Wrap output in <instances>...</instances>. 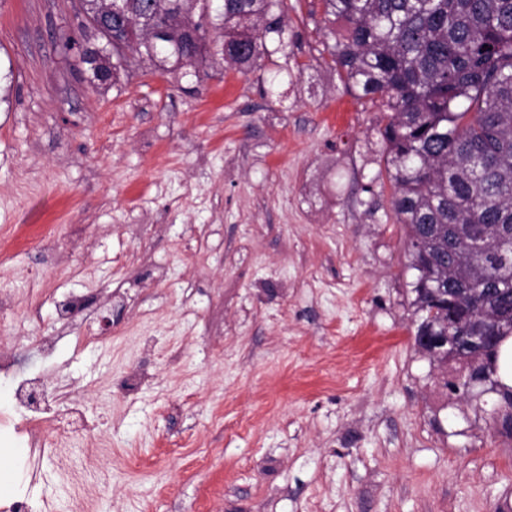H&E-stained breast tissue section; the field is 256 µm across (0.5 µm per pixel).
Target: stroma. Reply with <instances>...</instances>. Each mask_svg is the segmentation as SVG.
I'll return each mask as SVG.
<instances>
[{
  "label": "stroma",
  "mask_w": 512,
  "mask_h": 512,
  "mask_svg": "<svg viewBox=\"0 0 512 512\" xmlns=\"http://www.w3.org/2000/svg\"><path fill=\"white\" fill-rule=\"evenodd\" d=\"M75 3L0 0V507L75 492L14 410L38 377L82 403L94 512H512L496 395L448 398L413 344L406 229L364 190L382 114L324 62L341 24L297 0L299 75L131 51L96 86L59 48ZM66 294L111 308L101 338L58 321Z\"/></svg>",
  "instance_id": "obj_1"
}]
</instances>
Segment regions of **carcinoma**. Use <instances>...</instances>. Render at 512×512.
<instances>
[{
    "label": "carcinoma",
    "mask_w": 512,
    "mask_h": 512,
    "mask_svg": "<svg viewBox=\"0 0 512 512\" xmlns=\"http://www.w3.org/2000/svg\"><path fill=\"white\" fill-rule=\"evenodd\" d=\"M80 0L78 31L60 37L67 52L93 30L112 26V73L126 51L160 73L218 56L243 72L290 75V0ZM347 34L325 50L326 63L358 97L378 104L386 123L373 185L394 189V219L407 229L417 330L466 316L469 336H490L493 320L512 317V0H320ZM221 30L216 50L192 41L203 15ZM475 346L437 356L462 363L444 381L467 399L493 393L512 409V388L496 362L480 363Z\"/></svg>",
    "instance_id": "1"
}]
</instances>
